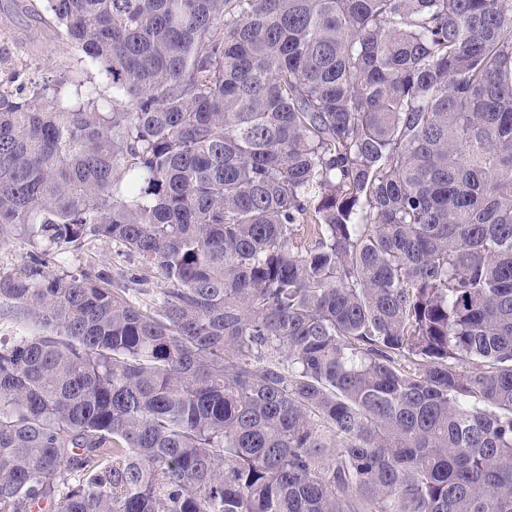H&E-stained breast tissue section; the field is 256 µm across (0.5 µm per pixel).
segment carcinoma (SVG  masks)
I'll return each instance as SVG.
<instances>
[{"mask_svg":"<svg viewBox=\"0 0 512 512\" xmlns=\"http://www.w3.org/2000/svg\"><path fill=\"white\" fill-rule=\"evenodd\" d=\"M44 2L0 512H512V0ZM114 248L112 247V241L107 239H99L92 243L87 249L80 252H73L67 255V260L62 261L55 254L46 257L47 268L51 273L61 272L62 268L72 269L75 267H82L87 264H98L101 266L109 267L112 270V254Z\"/></svg>","mask_w":512,"mask_h":512,"instance_id":"obj_1","label":"carcinoma"}]
</instances>
